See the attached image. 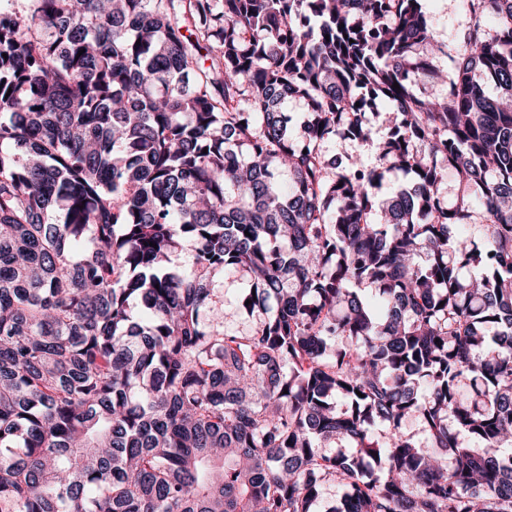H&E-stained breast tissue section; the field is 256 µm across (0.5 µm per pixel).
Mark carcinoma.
Wrapping results in <instances>:
<instances>
[{
  "label": "carcinoma",
  "instance_id": "cac0c4a2",
  "mask_svg": "<svg viewBox=\"0 0 512 512\" xmlns=\"http://www.w3.org/2000/svg\"><path fill=\"white\" fill-rule=\"evenodd\" d=\"M29 2L0 0V512H512V0H462L453 53L423 0ZM381 102L377 164L326 160ZM214 287L224 295V330L229 334H244L251 331L256 317L249 315L242 307L248 292V282L239 273L225 270L214 282Z\"/></svg>",
  "mask_w": 512,
  "mask_h": 512
}]
</instances>
